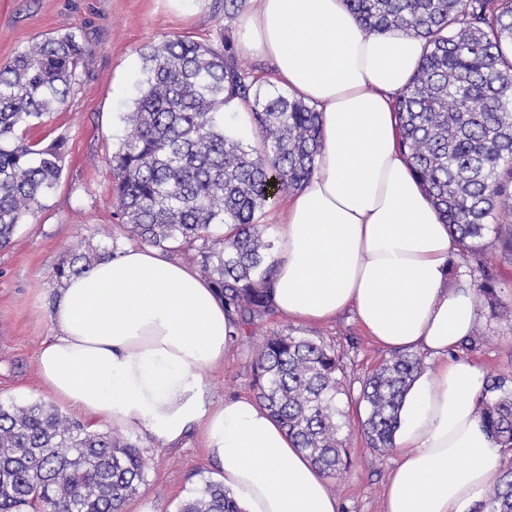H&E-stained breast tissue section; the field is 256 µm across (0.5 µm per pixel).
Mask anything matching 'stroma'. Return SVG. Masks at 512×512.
Segmentation results:
<instances>
[{"label": "stroma", "mask_w": 512, "mask_h": 512, "mask_svg": "<svg viewBox=\"0 0 512 512\" xmlns=\"http://www.w3.org/2000/svg\"><path fill=\"white\" fill-rule=\"evenodd\" d=\"M237 22L224 16V0H0V63L30 42L76 31L86 52L80 83L57 112L33 126L28 140L63 139L60 183L12 242L0 248V400L42 401L60 413L68 408L42 384L36 355L52 334L50 314L58 285L53 269L76 246L97 250L126 247L135 240L115 214L113 177L108 160L126 133L124 117L134 108L141 77V53L166 37H182L220 48L236 40ZM481 262L453 261L452 278L467 276L472 286L490 282L494 294L482 295V317L473 339L459 354L488 376H512V250L488 233ZM314 336L335 349L341 360L344 392L337 398L340 436L348 453L330 481L340 512H383L384 489L398 457L368 448L362 435L366 405L364 380L391 353L377 345L352 312L311 325L274 314L240 336L223 365L204 371L212 405L254 396L255 349L282 331ZM101 432L138 447L147 462L143 482L122 512H178L205 481L218 477L206 452L201 429L177 444L162 446L143 434L104 424Z\"/></svg>", "instance_id": "35a3bbf8"}]
</instances>
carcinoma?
Listing matches in <instances>:
<instances>
[{
    "instance_id": "cac0c4a2",
    "label": "carcinoma",
    "mask_w": 512,
    "mask_h": 512,
    "mask_svg": "<svg viewBox=\"0 0 512 512\" xmlns=\"http://www.w3.org/2000/svg\"><path fill=\"white\" fill-rule=\"evenodd\" d=\"M368 34L400 30L427 52L397 96L401 148L461 256L482 250L496 210L512 206V0H346ZM84 56L74 32L48 37L0 64V248L42 207L62 176L63 140L30 142L20 129L42 123L79 84ZM144 78L129 126L108 159L114 206L140 243L193 259L249 325L273 313L267 289L274 242L256 215L309 180L321 148L315 107L255 87L232 45L165 39L146 48ZM250 107L257 147L228 135L224 102ZM95 254L73 252L54 268L57 283L81 275ZM339 357L294 332L269 336L254 360L256 397L297 447L334 477L345 452L336 421L343 384ZM423 371L414 353L383 361L363 384L369 447L395 445L404 397ZM482 424L512 448V379L486 381ZM145 476L136 446L87 430L43 402L0 401V512H121ZM179 512H243L220 481H207ZM473 512H512V471Z\"/></svg>"
}]
</instances>
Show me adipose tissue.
<instances>
[{
	"label": "adipose tissue",
	"mask_w": 512,
	"mask_h": 512,
	"mask_svg": "<svg viewBox=\"0 0 512 512\" xmlns=\"http://www.w3.org/2000/svg\"><path fill=\"white\" fill-rule=\"evenodd\" d=\"M239 49L323 125L312 178L274 225L277 313L317 324L351 309L393 351L430 369L407 392L384 512H471L501 477L502 452L480 418L485 376L459 357L480 319L460 254L397 145L396 96L423 40L366 34L345 0H246ZM52 334L36 356L43 383L77 414L168 446L203 427L209 457L244 512H339L325 474L260 403L208 407L201 373L223 363L236 331L211 283L162 252L129 247L65 280Z\"/></svg>",
	"instance_id": "1"
}]
</instances>
